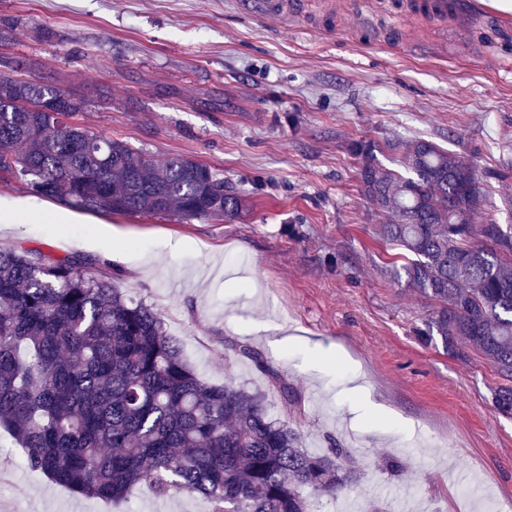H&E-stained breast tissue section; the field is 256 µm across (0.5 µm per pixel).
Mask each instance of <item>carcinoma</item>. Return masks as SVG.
<instances>
[{
    "label": "carcinoma",
    "instance_id": "obj_1",
    "mask_svg": "<svg viewBox=\"0 0 512 512\" xmlns=\"http://www.w3.org/2000/svg\"><path fill=\"white\" fill-rule=\"evenodd\" d=\"M13 91L0 100V172L30 192L93 211L218 219L246 202L224 177L183 158L157 164L142 148L93 135L66 118L87 100L30 78L35 63L0 59ZM410 176L356 142L364 197L390 220L381 237L404 251L407 284L437 304L427 334L464 344L512 379V232L475 224L483 191L473 166L421 140L387 143ZM227 369L249 360L301 409V392L247 345H230ZM512 414V387L494 392ZM0 428L22 463L84 497L118 502L143 486L163 498L199 496L208 512H310L307 493L332 499L357 480L336 442L303 448L296 424L269 416L262 393L210 385L167 335L160 314L79 257L51 261L0 250Z\"/></svg>",
    "mask_w": 512,
    "mask_h": 512
}]
</instances>
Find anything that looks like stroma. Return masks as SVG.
Listing matches in <instances>:
<instances>
[{
	"instance_id": "35a3bbf8",
	"label": "stroma",
	"mask_w": 512,
	"mask_h": 512,
	"mask_svg": "<svg viewBox=\"0 0 512 512\" xmlns=\"http://www.w3.org/2000/svg\"><path fill=\"white\" fill-rule=\"evenodd\" d=\"M464 28L415 0H304L301 20L260 19L238 0H0L15 21L0 57L37 62L34 79L85 97L71 121L185 158L245 195L235 218L100 213L41 199L75 224L0 223V249L55 261L80 256L152 305L187 362L214 385L277 389L246 360L225 371L227 342L262 352L303 395L310 451L362 440L356 512H394L391 487L420 512H512V416L492 393L505 381L473 351L427 338L435 305L406 283L385 218L360 191L355 141L425 139L476 166L475 223L512 228V13ZM371 25L359 27L360 16ZM38 29L45 38H35ZM0 431V512H202V500L86 498L26 467ZM401 458L387 481L375 463Z\"/></svg>"
}]
</instances>
